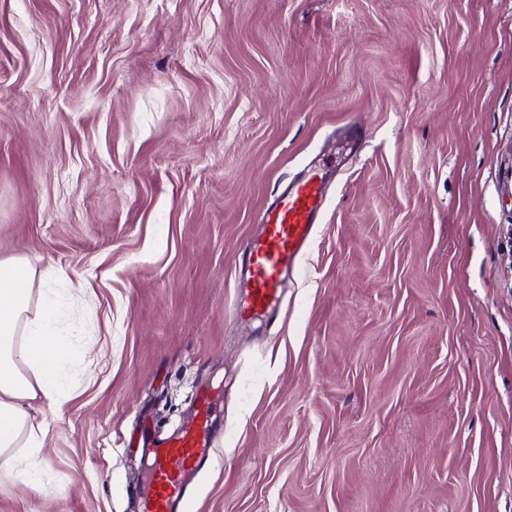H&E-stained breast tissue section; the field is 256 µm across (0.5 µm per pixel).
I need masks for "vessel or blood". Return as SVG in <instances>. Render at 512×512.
Segmentation results:
<instances>
[{"mask_svg": "<svg viewBox=\"0 0 512 512\" xmlns=\"http://www.w3.org/2000/svg\"><path fill=\"white\" fill-rule=\"evenodd\" d=\"M323 198V183L312 176L288 187L265 213L261 237L242 257L237 312L258 314L279 303L289 274L312 239ZM215 412L213 402L199 396L197 418L152 441L142 512H194L188 481L212 455L210 420Z\"/></svg>", "mask_w": 512, "mask_h": 512, "instance_id": "obj_1", "label": "vessel or blood"}]
</instances>
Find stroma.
<instances>
[{
  "label": "stroma",
  "instance_id": "obj_1",
  "mask_svg": "<svg viewBox=\"0 0 512 512\" xmlns=\"http://www.w3.org/2000/svg\"><path fill=\"white\" fill-rule=\"evenodd\" d=\"M314 172L281 306L236 314ZM8 256L86 333L0 512H137L200 390L196 512H512V0H0ZM323 198L322 179L314 175L288 187L264 214L262 236L242 257L237 312L258 314L279 303L312 239Z\"/></svg>",
  "mask_w": 512,
  "mask_h": 512
}]
</instances>
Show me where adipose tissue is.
I'll use <instances>...</instances> for the list:
<instances>
[{"mask_svg": "<svg viewBox=\"0 0 512 512\" xmlns=\"http://www.w3.org/2000/svg\"><path fill=\"white\" fill-rule=\"evenodd\" d=\"M23 258L0 259V466L38 482L44 445L29 412L32 401L59 405L74 336L61 330L47 289Z\"/></svg>", "mask_w": 512, "mask_h": 512, "instance_id": "1", "label": "adipose tissue"}]
</instances>
